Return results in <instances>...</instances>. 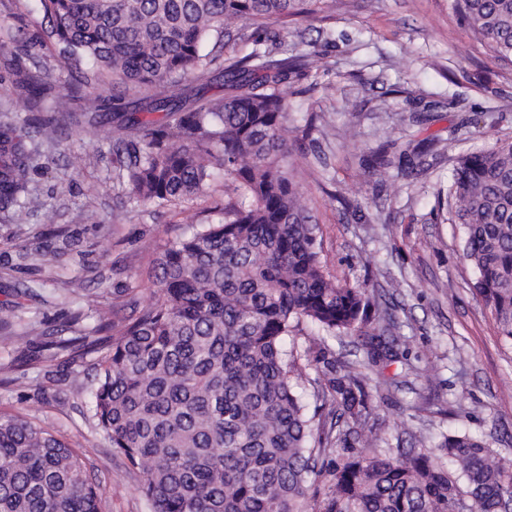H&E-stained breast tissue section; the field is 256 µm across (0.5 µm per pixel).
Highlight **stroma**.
Listing matches in <instances>:
<instances>
[{
    "label": "stroma",
    "mask_w": 512,
    "mask_h": 512,
    "mask_svg": "<svg viewBox=\"0 0 512 512\" xmlns=\"http://www.w3.org/2000/svg\"><path fill=\"white\" fill-rule=\"evenodd\" d=\"M47 26L39 0H0V120L50 119L62 129L56 144L28 143L46 209L21 224L0 211V313L15 333L0 337V416H24L75 449L101 488V512H151L140 475L113 454L89 412L87 374L98 354L43 361L40 336L77 312L88 329L100 309L135 314L151 299L158 246L202 212L220 221L233 192L219 174L192 200L130 204L112 164L113 91L100 87L103 120L86 124L72 99L81 79L64 68ZM288 47L322 55L285 87L294 181L319 224L322 262L338 280L370 283L408 354L384 368L397 382L391 395L368 399L386 447L420 448L463 429L512 462V346L473 291L460 225L438 205L458 156L512 137V65L486 55L451 0H339L327 19L289 28ZM28 70L52 87L37 103L15 88ZM427 105L432 120L408 133L437 139L435 152L420 174L379 181L366 158L400 113ZM47 248L59 254L51 267L39 257ZM124 287L129 295L116 297ZM23 355L34 362L22 375L11 365Z\"/></svg>",
    "instance_id": "obj_1"
}]
</instances>
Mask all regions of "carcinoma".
Here are the masks:
<instances>
[{
  "label": "carcinoma",
  "mask_w": 512,
  "mask_h": 512,
  "mask_svg": "<svg viewBox=\"0 0 512 512\" xmlns=\"http://www.w3.org/2000/svg\"><path fill=\"white\" fill-rule=\"evenodd\" d=\"M64 64L88 61L119 90L124 112L115 161L128 197L162 206L202 192L217 169L239 195L224 219L167 241L153 261L151 302L131 320L80 316L43 336L53 358L103 350L91 386L96 426L139 472L151 512H501L512 465L465 430L429 448L381 447L355 368H331L302 387L301 357L324 354L338 334L385 320L365 282L324 269L304 195L292 179L283 86L319 60L288 54V27L336 0H40ZM491 59L512 60V0H452ZM214 41L211 50L204 44ZM253 48L242 53L240 45ZM224 78V94L194 102L185 82ZM17 87L43 97L38 71ZM163 112L158 124L136 116ZM24 124L0 122V210L16 223L42 208L32 188ZM434 143L373 169L396 178ZM448 206L464 235L463 260L497 335L512 344V142L457 158ZM310 324L320 342L303 351L288 338ZM386 356L373 334L368 363ZM332 406L306 413L304 392ZM352 424L327 418L333 406ZM0 512H100V488L81 456L49 430L0 417Z\"/></svg>",
  "instance_id": "cac0c4a2"
}]
</instances>
